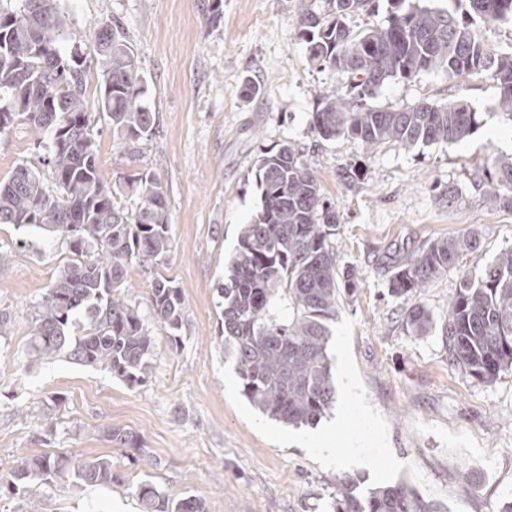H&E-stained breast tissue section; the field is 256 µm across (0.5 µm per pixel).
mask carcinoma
I'll return each mask as SVG.
<instances>
[{
    "label": "carcinoma",
    "instance_id": "1",
    "mask_svg": "<svg viewBox=\"0 0 512 512\" xmlns=\"http://www.w3.org/2000/svg\"><path fill=\"white\" fill-rule=\"evenodd\" d=\"M386 25L355 34L352 17L373 0H308L299 26L308 58L320 68L351 74L349 89L317 95L313 130L324 140L349 138L365 149L392 143H457L480 127L468 103L421 101L394 110L371 103L389 79L412 80L442 70L448 77L493 70L494 107L512 115V53L493 54L472 24L512 25V0H448L442 8L388 0ZM90 47L101 70L97 98L86 96L91 61L76 38L65 35L56 0H23L0 7V132L21 118L39 134L41 160L51 172L49 192L30 167L0 180V224L31 227L67 240L74 255L35 310L27 355L63 356L105 365L130 386L150 377L155 337L138 309L123 299L130 266L157 265L172 248L166 190L154 173L137 169L112 184L97 161L93 127L105 120L117 139L134 145L152 136L156 115L145 101L138 56L116 20L99 22ZM486 197L512 210V162L493 161ZM261 209L243 225L238 248L224 270L220 294L224 355L235 363L242 395L263 414L288 426L320 420L335 402L328 354L338 313L340 273L332 239L336 211L299 152L285 144L259 157ZM134 197L124 211L116 197ZM477 249V233L434 240L395 265L389 291L409 298ZM152 314L178 340L185 304L170 279H157ZM405 326L425 336L433 326L421 304L405 312ZM442 333L453 361L491 382L512 373V248L474 264L448 301ZM104 437L133 450L138 437L106 426ZM67 478L110 486L120 480L112 461H81L65 453L30 456L15 465L9 484L18 494ZM142 512H206L198 497L168 498L151 482L134 487ZM333 512H443L412 487L395 483L360 490L358 478L336 481Z\"/></svg>",
    "mask_w": 512,
    "mask_h": 512
}]
</instances>
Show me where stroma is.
Masks as SVG:
<instances>
[{
	"instance_id": "1",
	"label": "stroma",
	"mask_w": 512,
	"mask_h": 512,
	"mask_svg": "<svg viewBox=\"0 0 512 512\" xmlns=\"http://www.w3.org/2000/svg\"><path fill=\"white\" fill-rule=\"evenodd\" d=\"M59 9L75 34L118 20L138 55L155 131L125 148L99 122L98 163L108 183L144 167L161 180L173 247L152 271L128 270L125 296L157 338L151 377L138 387L103 366L30 362L34 311L72 254L62 237L0 224L9 255L0 264V512L27 509L4 490L17 459L58 452L109 458L121 481L41 487L33 493L40 512H141L132 488L143 481L175 499L199 497L207 512H332L346 475L368 488L405 482L447 512H500L512 499V374L471 377L440 329L468 268L512 248V210L490 206L482 187L493 160L512 158V115L492 107V73L386 81L376 106L462 100L481 125L455 144L368 151L323 140L311 126L316 91L346 90L351 77L309 61L300 0H224L217 25L203 0H59ZM37 140L22 120L0 133V179L23 163L51 183ZM283 144L302 154L335 208L336 266L356 284L338 292L329 344L336 402L298 429L242 395L224 359L217 291L242 224L261 207L256 160ZM469 229L479 233L475 253L412 300L389 295L398 260ZM161 277L185 300L175 346L151 318V285ZM413 301L432 314L428 335L406 330ZM108 425L137 435L141 453L107 441ZM324 432L351 448L349 462L322 459L315 438Z\"/></svg>"
}]
</instances>
